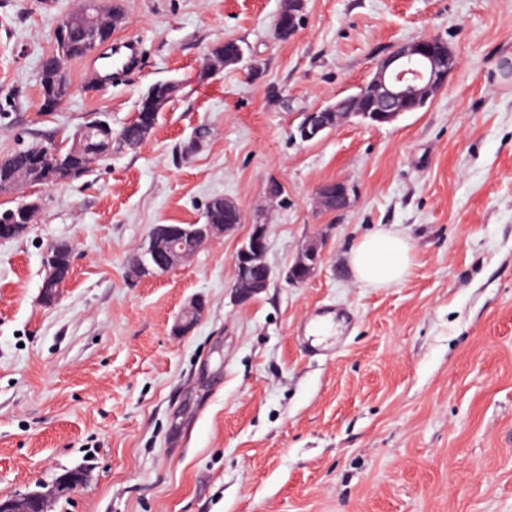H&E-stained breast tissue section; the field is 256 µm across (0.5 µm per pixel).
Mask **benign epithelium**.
<instances>
[{
  "label": "benign epithelium",
  "mask_w": 512,
  "mask_h": 512,
  "mask_svg": "<svg viewBox=\"0 0 512 512\" xmlns=\"http://www.w3.org/2000/svg\"><path fill=\"white\" fill-rule=\"evenodd\" d=\"M121 21L122 15L104 6L102 0H83L81 9L70 14L66 20L68 33L58 34L59 43L55 51L43 62L44 72L66 76L64 61L74 52L81 57L98 52L111 40L112 29ZM459 65L460 61L455 53L436 38L424 37L400 44L376 64L372 78L358 86L355 93L306 113L293 132V137L302 142L321 137L326 130V112L336 113V119L340 122L357 117V114L348 111L353 100L363 102L364 116L377 125L391 124L406 112H418L425 108ZM173 93L174 86L169 83L162 85V96L150 93L142 102L140 110L129 121V125L152 128L153 113L161 111ZM94 131L109 143H119L124 139L122 132L117 137H112V128L104 121L86 123L74 135L71 146L54 140L40 146L38 155L44 171L53 173L63 152L83 151L85 142ZM317 199L324 209L341 211L348 205L349 186L339 180L327 182L317 189ZM26 212L24 207L0 210V241L14 239L27 229L17 219V214ZM235 228L234 224H201L196 235L202 243ZM188 229L187 224L157 225L143 251V260L131 267L132 275L143 277L165 273L192 255V251L178 247ZM267 248V225H251V232L242 240L233 255L236 280L251 283L249 288L234 289L237 300L248 301L269 287L272 269L264 261ZM56 249V243L49 244L42 258L44 276L40 295L47 301L58 297L66 281L58 268ZM320 261L321 254L317 248L307 247L285 271V279L292 284L306 282ZM0 498L3 499L0 512H46L47 495L42 492H3Z\"/></svg>",
  "instance_id": "obj_1"
}]
</instances>
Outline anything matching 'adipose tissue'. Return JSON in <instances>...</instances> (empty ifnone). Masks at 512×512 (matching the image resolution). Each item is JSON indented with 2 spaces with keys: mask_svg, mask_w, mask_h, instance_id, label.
Segmentation results:
<instances>
[{
  "mask_svg": "<svg viewBox=\"0 0 512 512\" xmlns=\"http://www.w3.org/2000/svg\"><path fill=\"white\" fill-rule=\"evenodd\" d=\"M413 248L402 233L381 230L363 237L351 250L349 262L358 283L388 287L407 275Z\"/></svg>",
  "mask_w": 512,
  "mask_h": 512,
  "instance_id": "adipose-tissue-1",
  "label": "adipose tissue"
}]
</instances>
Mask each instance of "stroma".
<instances>
[{
	"label": "stroma",
	"instance_id": "stroma-1",
	"mask_svg": "<svg viewBox=\"0 0 512 512\" xmlns=\"http://www.w3.org/2000/svg\"><path fill=\"white\" fill-rule=\"evenodd\" d=\"M119 2L112 36L139 44L136 68L105 81L101 55L70 60L48 111L41 64L77 0H0V158L95 114L120 132L153 85L175 86L137 149L0 196L44 202L0 242V493H48V512H512V0H304L286 39L284 0ZM422 37L461 60L427 107L293 138ZM228 39L242 59L203 78ZM331 180L345 210L317 202ZM216 196L240 209L234 232L130 276L155 225L204 223ZM254 224L275 277L237 304ZM381 229L410 238L413 263L373 288L349 253ZM60 239L75 254L48 306L42 255ZM312 243L317 269L288 284ZM79 466L85 484L55 495ZM317 199L320 205L329 211L344 210L349 201V186L343 181H333L322 184L317 189Z\"/></svg>",
	"mask_w": 512,
	"mask_h": 512
}]
</instances>
